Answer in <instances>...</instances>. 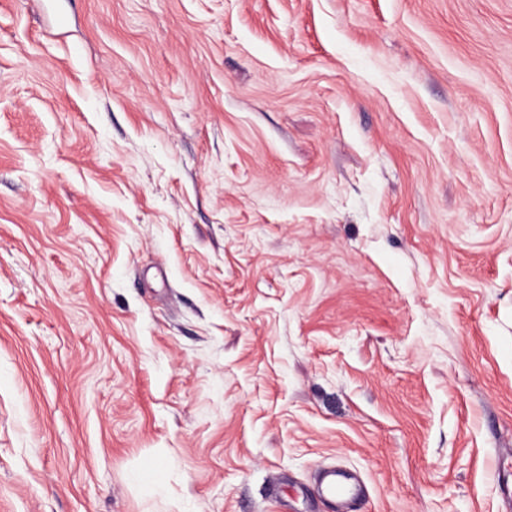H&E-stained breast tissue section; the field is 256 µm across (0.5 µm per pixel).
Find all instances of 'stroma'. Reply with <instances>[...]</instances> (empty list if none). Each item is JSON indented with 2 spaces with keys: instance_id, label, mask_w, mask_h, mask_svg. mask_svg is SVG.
<instances>
[{
  "instance_id": "35a3bbf8",
  "label": "stroma",
  "mask_w": 512,
  "mask_h": 512,
  "mask_svg": "<svg viewBox=\"0 0 512 512\" xmlns=\"http://www.w3.org/2000/svg\"><path fill=\"white\" fill-rule=\"evenodd\" d=\"M332 464L512 512V0H0V512Z\"/></svg>"
}]
</instances>
